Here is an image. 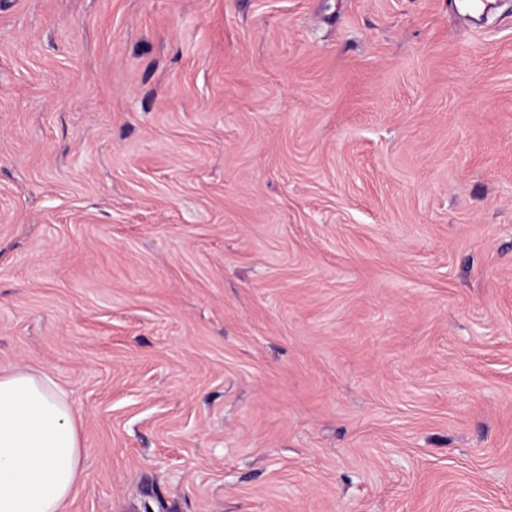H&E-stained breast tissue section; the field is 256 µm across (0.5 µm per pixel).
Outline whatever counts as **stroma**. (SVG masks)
I'll return each mask as SVG.
<instances>
[{"instance_id":"35a3bbf8","label":"stroma","mask_w":512,"mask_h":512,"mask_svg":"<svg viewBox=\"0 0 512 512\" xmlns=\"http://www.w3.org/2000/svg\"><path fill=\"white\" fill-rule=\"evenodd\" d=\"M0 0V371L66 512H512V0ZM82 457L65 388L45 372L0 373V512H62Z\"/></svg>"}]
</instances>
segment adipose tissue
<instances>
[{"mask_svg": "<svg viewBox=\"0 0 512 512\" xmlns=\"http://www.w3.org/2000/svg\"><path fill=\"white\" fill-rule=\"evenodd\" d=\"M82 457L65 388L44 372L0 373V512H63Z\"/></svg>", "mask_w": 512, "mask_h": 512, "instance_id": "1", "label": "adipose tissue"}]
</instances>
